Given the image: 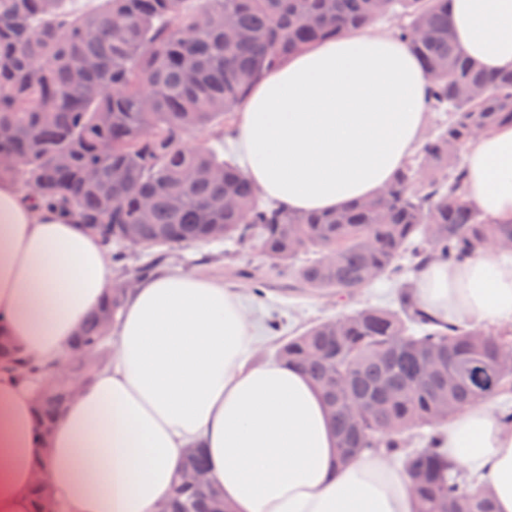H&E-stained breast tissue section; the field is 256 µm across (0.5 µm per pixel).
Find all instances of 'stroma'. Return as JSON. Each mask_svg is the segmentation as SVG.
<instances>
[{"label": "stroma", "mask_w": 512, "mask_h": 512, "mask_svg": "<svg viewBox=\"0 0 512 512\" xmlns=\"http://www.w3.org/2000/svg\"><path fill=\"white\" fill-rule=\"evenodd\" d=\"M169 266L223 280L234 288L250 309L259 329L256 361H271L280 341L319 320L366 305L395 306L397 288L380 279L349 301L339 303L293 286L290 279L269 272L258 249L232 241L188 245L175 251ZM264 276L263 298L254 294L252 275Z\"/></svg>", "instance_id": "stroma-1"}]
</instances>
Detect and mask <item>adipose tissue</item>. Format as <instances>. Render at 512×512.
Segmentation results:
<instances>
[{
  "instance_id": "1",
  "label": "adipose tissue",
  "mask_w": 512,
  "mask_h": 512,
  "mask_svg": "<svg viewBox=\"0 0 512 512\" xmlns=\"http://www.w3.org/2000/svg\"><path fill=\"white\" fill-rule=\"evenodd\" d=\"M459 47L489 72L512 69V0H450ZM428 76L388 33L349 32L264 74L230 132L246 177L291 211H330L375 195L420 145ZM467 195L512 224V126L467 149ZM115 273L110 250L78 216L40 207L0 180V331L29 361L60 366L71 337ZM415 298L448 321L512 326V256L436 262ZM109 361L66 405L50 438L34 415L35 381L0 361V512H32L37 461L59 512H154L187 449L233 512H412L409 478L390 458L339 465L323 397L300 369L261 364L256 325L220 281L174 270L126 296ZM450 460L512 512V431L488 406L443 430Z\"/></svg>"
}]
</instances>
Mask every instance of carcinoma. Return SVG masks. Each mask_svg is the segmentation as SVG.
I'll return each instance as SVG.
<instances>
[{"mask_svg": "<svg viewBox=\"0 0 512 512\" xmlns=\"http://www.w3.org/2000/svg\"><path fill=\"white\" fill-rule=\"evenodd\" d=\"M0 0V179L92 226L121 279L70 343L106 361L100 312L117 319L128 278L168 251L236 239L271 271L342 300L379 278L400 281L398 307H365L291 336L275 357L318 385L336 426L339 463L368 451L413 477L415 512H495L439 446L456 415L512 394V333L440 322L417 303L413 277L434 260L462 264L512 247L467 198L462 156L480 133L512 124V70L490 74L456 44L448 0ZM424 63L429 105L448 121L377 195L334 211L266 202L195 133L223 127L251 84L294 52L381 18ZM484 93L472 98L466 87ZM128 248L153 251L129 268ZM60 391L35 420L58 415ZM425 445L412 446L419 432ZM173 512H195L173 489Z\"/></svg>", "mask_w": 512, "mask_h": 512, "instance_id": "cac0c4a2", "label": "carcinoma"}]
</instances>
